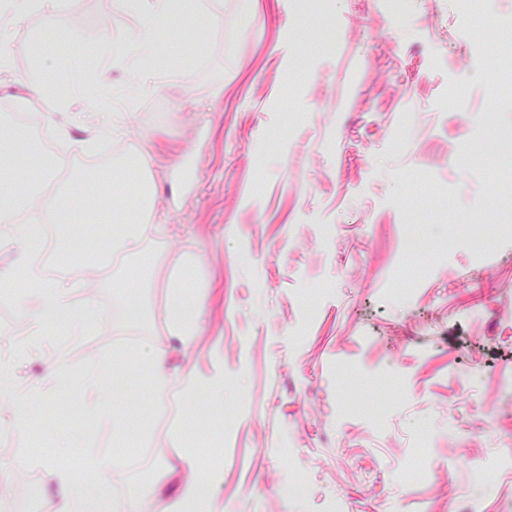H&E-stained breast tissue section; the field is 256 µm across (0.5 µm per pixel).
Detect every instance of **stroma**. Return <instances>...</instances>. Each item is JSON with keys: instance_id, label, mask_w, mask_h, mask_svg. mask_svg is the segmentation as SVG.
<instances>
[{"instance_id": "1", "label": "stroma", "mask_w": 512, "mask_h": 512, "mask_svg": "<svg viewBox=\"0 0 512 512\" xmlns=\"http://www.w3.org/2000/svg\"><path fill=\"white\" fill-rule=\"evenodd\" d=\"M13 33L0 70V121L39 113L59 168L37 186L50 208L74 177L111 153L152 156L143 176L169 226L133 255L92 272V252L34 259L0 243V270L33 262L72 289L64 313L11 359L0 384V456L9 479L0 512L38 474V512H52L54 465L110 459L109 492L138 494L161 512L193 451L199 476L232 512H512V231H497L512 204V67L498 51L512 39V0H191L157 26L159 68L136 80L141 17L123 0H61ZM500 18L497 27L484 18ZM67 32L43 70L28 46L46 24ZM111 38L124 61L97 69L100 95L126 113L121 134L88 152L94 121L76 122L86 99L64 108L33 97L44 78L70 76L86 46ZM184 53L166 55L170 44ZM193 163L194 184L181 168ZM494 234L480 251L476 239ZM203 305L189 348L167 330V287L178 272ZM94 328L58 347L55 325L86 306ZM140 319H129L131 307ZM170 348L157 390L142 361ZM64 349L62 376L46 364ZM120 355L100 381L131 431L98 420L84 379L95 356ZM224 368V428L176 437L189 369ZM45 381L16 429L8 405ZM82 447H69L71 438Z\"/></svg>"}]
</instances>
